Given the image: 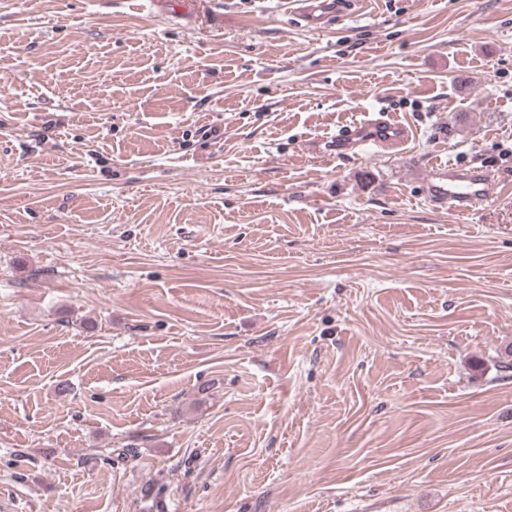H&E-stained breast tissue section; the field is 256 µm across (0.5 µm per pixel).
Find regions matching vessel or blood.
Returning a JSON list of instances; mask_svg holds the SVG:
<instances>
[{
	"label": "vessel or blood",
	"instance_id": "vessel-or-blood-1",
	"mask_svg": "<svg viewBox=\"0 0 512 512\" xmlns=\"http://www.w3.org/2000/svg\"><path fill=\"white\" fill-rule=\"evenodd\" d=\"M157 16L178 25L189 20L199 0H145ZM359 0H289L288 13L301 27L310 31L325 30L334 19L351 11ZM412 130L384 112L366 113L364 119L340 126L335 146L339 153L356 151L365 146L379 150L402 148ZM421 187L435 205L453 212H466L484 205L497 182L495 172L486 165L434 164L419 175Z\"/></svg>",
	"mask_w": 512,
	"mask_h": 512
}]
</instances>
